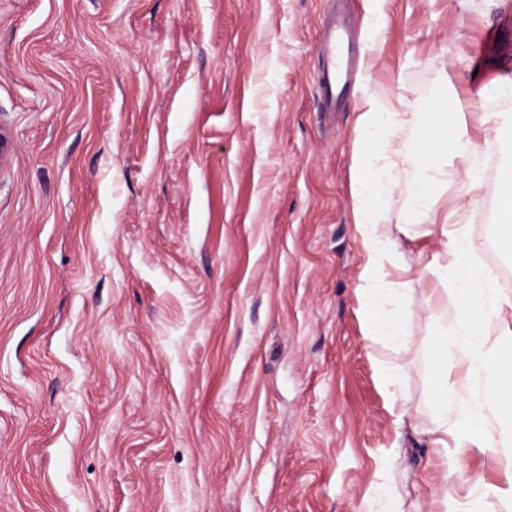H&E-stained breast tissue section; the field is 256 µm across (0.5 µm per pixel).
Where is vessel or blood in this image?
<instances>
[{
  "instance_id": "1",
  "label": "vessel or blood",
  "mask_w": 512,
  "mask_h": 512,
  "mask_svg": "<svg viewBox=\"0 0 512 512\" xmlns=\"http://www.w3.org/2000/svg\"><path fill=\"white\" fill-rule=\"evenodd\" d=\"M346 28L338 23L335 14H328L321 21V43L329 64L318 77V85L327 102L344 101L350 87L349 58L351 46Z\"/></svg>"
}]
</instances>
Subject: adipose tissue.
<instances>
[{"label": "adipose tissue", "mask_w": 512, "mask_h": 512, "mask_svg": "<svg viewBox=\"0 0 512 512\" xmlns=\"http://www.w3.org/2000/svg\"><path fill=\"white\" fill-rule=\"evenodd\" d=\"M406 123L404 113L380 111L366 99L357 116L362 147L354 159L356 179L352 192L355 230L364 253L358 290L368 313L366 336L397 350L411 340L407 313L414 302L415 286L428 289L429 297L453 299L455 311L440 327L432 344L435 416L428 430L429 445L438 456L452 448L498 451L512 447V408L500 404L512 390V355L489 346L488 338L472 322V313L485 319L512 308V293L492 283L483 268L472 261L477 249L469 225H430L427 236L443 246L417 271L414 281H395L391 266L400 238L414 239L406 215L393 213L391 199L398 173L410 166L416 171L411 210L429 206L431 192L449 176L448 168L460 165L463 179L458 209L476 213L482 182L480 154L466 122L454 114L434 113L433 154L423 157L391 149L390 139ZM459 358L457 378L448 375V361Z\"/></svg>", "instance_id": "1"}]
</instances>
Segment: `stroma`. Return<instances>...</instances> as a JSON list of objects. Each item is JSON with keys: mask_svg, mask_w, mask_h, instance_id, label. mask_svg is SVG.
Returning a JSON list of instances; mask_svg holds the SVG:
<instances>
[{"mask_svg": "<svg viewBox=\"0 0 512 512\" xmlns=\"http://www.w3.org/2000/svg\"><path fill=\"white\" fill-rule=\"evenodd\" d=\"M334 1L361 67L326 112L327 0H0V512H462L505 485L427 444L444 306L416 294L383 383L352 158L370 97L483 145L512 0ZM484 159L472 233L512 270V144ZM507 187L497 200L495 209L496 223L499 224V241L501 247L508 253L512 251V176L508 172L505 176Z\"/></svg>", "mask_w": 512, "mask_h": 512, "instance_id": "obj_1", "label": "stroma"}]
</instances>
